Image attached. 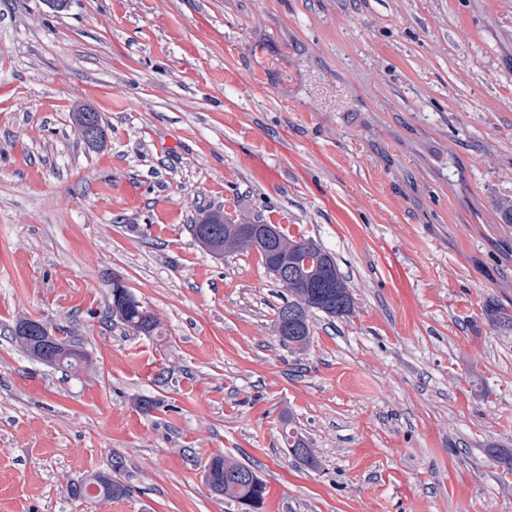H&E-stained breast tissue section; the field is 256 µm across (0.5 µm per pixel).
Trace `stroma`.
Listing matches in <instances>:
<instances>
[{
	"mask_svg": "<svg viewBox=\"0 0 512 512\" xmlns=\"http://www.w3.org/2000/svg\"><path fill=\"white\" fill-rule=\"evenodd\" d=\"M508 200L512 0H0V512H83L68 484L112 472L96 512H226L216 455L264 512H512ZM205 210L317 241L352 313L283 346L280 285ZM24 317L87 366L28 357ZM127 292L131 296V299L120 300L114 292V289H112L111 315L117 316L122 324L134 331L139 328L145 334L154 333L158 326L156 318L140 304L128 289ZM283 440L289 452L299 460L308 462L313 459L312 448H309V445L290 425L283 431ZM211 492L224 496L240 512H258L266 495V484L254 469L223 456H213L204 465ZM112 475L108 474H102L99 476L94 477H88L83 478L79 481H76V483L72 482L67 487V495L68 497L73 500L75 499L80 493V489L78 484H97L99 482H102L103 480H111ZM99 486L101 488V495L103 499H112V498H120V497H126L129 495L130 490L125 486L123 483H121L118 479L113 478L112 482H108L107 484H101L99 483Z\"/></svg>",
	"mask_w": 512,
	"mask_h": 512,
	"instance_id": "stroma-1",
	"label": "stroma"
}]
</instances>
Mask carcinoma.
Instances as JSON below:
<instances>
[{
    "mask_svg": "<svg viewBox=\"0 0 512 512\" xmlns=\"http://www.w3.org/2000/svg\"><path fill=\"white\" fill-rule=\"evenodd\" d=\"M195 238L213 253H229L244 249L256 250L261 260L275 258L288 262V283L281 284L286 294L283 304L275 312L274 325L288 319V329L277 332L279 341L293 349L303 351L311 344V315L321 312L332 318L345 317L353 310V298L348 284L340 272L336 259L328 266H318L308 262V258L322 246L308 238L294 240L281 233L274 243L251 241L242 236V226L224 220L220 213H212L199 223L192 225ZM110 313L119 318L130 329H141L145 334L156 331L158 323L151 312L136 298L121 300L111 293ZM62 336L49 345L32 329L30 319L19 320L12 334L23 351L33 360L63 372L76 370L87 365L88 357L71 336L69 330L57 326ZM283 440L296 458L308 462L313 459V451L294 428L283 431ZM211 492L222 496L240 512H260L265 501L266 484L254 469L222 456L210 458L204 465ZM104 499L120 498L129 495V489L114 478L100 485Z\"/></svg>",
    "mask_w": 512,
    "mask_h": 512,
    "instance_id": "1",
    "label": "carcinoma"
}]
</instances>
